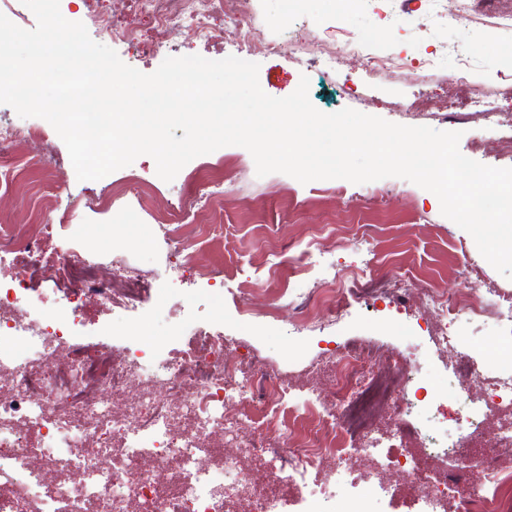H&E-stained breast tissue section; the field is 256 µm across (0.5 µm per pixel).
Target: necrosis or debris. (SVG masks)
<instances>
[{"label": "necrosis or debris", "instance_id": "4bbe7bcc", "mask_svg": "<svg viewBox=\"0 0 512 512\" xmlns=\"http://www.w3.org/2000/svg\"><path fill=\"white\" fill-rule=\"evenodd\" d=\"M245 0H82L112 41L146 58L176 40L209 43L233 23L259 55L286 54L307 67L338 73L343 59L363 57L375 72L416 68L426 77L433 59L377 56L351 32L307 56L300 39L267 36L244 11ZM38 129L0 124V189L20 165L17 147L39 138ZM205 195L179 198L161 218L172 245V281L195 270L185 227L199 210L224 196V182L208 180ZM24 225H0V252L13 255L10 280L0 284V512H285L299 491L303 512H372L389 487L381 471L395 469L418 490L420 512H512V368L489 369L471 357L458 336L460 323L494 313L499 334L512 340V296L491 302L472 276L454 290L396 287L393 272L316 273L306 257L293 278L314 281L296 306L288 333L324 329L359 302L402 305L417 298L436 349L452 354L449 377L456 404L418 399L421 366L416 352L395 356L358 347L333 350L324 369L328 393L306 388L290 402L293 385L245 355L229 358V340L197 328L172 329L163 340L86 353L75 342L84 305H110L136 315L140 327L144 282L138 271L107 277L96 257L62 253L46 258L40 237ZM66 293L62 310L33 304V282ZM479 384L483 397L468 389ZM425 404V421L406 420ZM439 455L445 474L429 479L401 447L408 431ZM491 452H472L476 436Z\"/></svg>", "mask_w": 512, "mask_h": 512}]
</instances>
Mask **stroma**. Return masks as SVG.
<instances>
[{
	"label": "stroma",
	"mask_w": 512,
	"mask_h": 512,
	"mask_svg": "<svg viewBox=\"0 0 512 512\" xmlns=\"http://www.w3.org/2000/svg\"><path fill=\"white\" fill-rule=\"evenodd\" d=\"M469 11V0H413L408 14L392 25L381 21L372 0H250V10L270 35L303 37L308 53L321 51L325 39L335 37L338 21L368 42L377 52L424 57L435 47L445 46L444 57L431 80L402 73L380 77L366 71L357 57L346 58L342 70L357 84L354 97L341 94L335 74H316L285 56L252 57L246 47L228 41L209 46L190 45L191 53L210 60L235 56L253 58L259 64V83L265 93L283 98L292 94L301 76H308L309 99L320 111L333 113L344 108L377 116L387 121L428 126L440 131H458L460 152L477 162L494 167H511L512 158L501 155L490 142L492 134L482 116L465 114V98L447 76L457 66L455 49L475 46L471 62L474 80L495 84L512 74V0H498L499 17L475 14L467 25L451 28L441 20L447 6ZM409 106L411 114L400 111ZM46 142L32 141L18 151L29 165L23 170L17 193H0V222L31 224L48 219L44 193L60 188L71 196L79 211L58 233L42 239L46 254L66 248L76 254L98 252L103 263L125 261L147 272L156 287L169 285L166 266L171 249L163 225L154 223V213L164 211L178 195L201 193L204 178L216 173L224 179V222L198 238L197 263L219 273L224 282V303L215 307L208 290L196 278L185 279L172 292L166 311L156 314L149 339L166 335L168 327L184 319L203 328L219 323L226 337L249 345L268 370L287 374L292 380H311L326 391V378L316 372L324 349L360 345L394 355L407 347H418L424 361L425 385L443 402L455 403L456 394L446 384L447 355L436 352L421 319L418 304L407 303L395 310L385 303L357 305L347 316L330 322L323 331L287 337L292 307L301 287L281 293L288 275V259L301 251H333L332 262L345 269L360 264L362 257L345 246L359 225H371L374 263L395 268L415 288L453 287L462 261L474 264L482 291L512 295V280L497 272L480 254L471 235L441 213L437 196L401 178L382 179L390 195L386 203L373 206L364 199L365 187L343 179L316 180L303 184L294 178L272 173L257 177L251 154L240 146H225L201 155L183 168L173 181L158 177L154 160L146 155L131 165L97 181L76 177L67 148L50 123H43ZM138 175L152 184L147 208L127 200L120 210L94 213L84 209L87 195L107 190ZM112 234H105L106 226ZM248 298L257 313H242L241 298ZM275 308L276 320L264 317ZM78 343L119 346L143 335L131 327L128 336L112 335V308L90 304L82 309ZM468 350L488 366L512 365L501 342L493 316L464 324Z\"/></svg>",
	"instance_id": "obj_1"
}]
</instances>
